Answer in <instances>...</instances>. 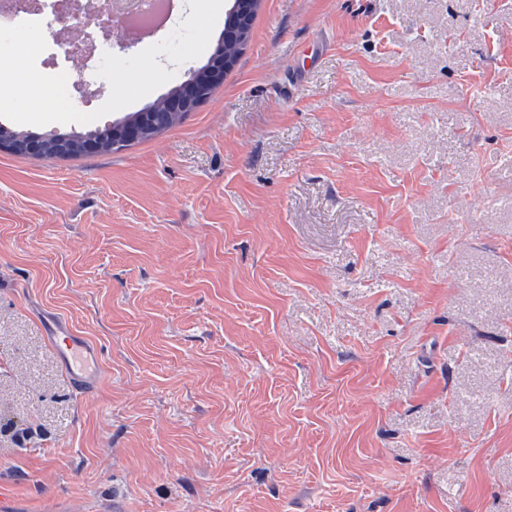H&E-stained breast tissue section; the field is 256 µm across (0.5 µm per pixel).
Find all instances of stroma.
I'll return each instance as SVG.
<instances>
[{"mask_svg": "<svg viewBox=\"0 0 512 512\" xmlns=\"http://www.w3.org/2000/svg\"><path fill=\"white\" fill-rule=\"evenodd\" d=\"M1 481L17 512H512V0H261L154 139L0 151ZM242 4L241 0H231L228 1L227 4V17L228 21L231 22L234 26L240 24L241 22H248L250 17V11L245 10L240 7ZM259 4H253L252 14L250 17V23L247 27L239 29L234 38L231 41H225V24H224V48L222 50H218L217 56H222L221 61L215 66L219 67V64L223 62L224 59V74L231 71L234 66L237 64L239 56L241 55L245 45L248 42L250 32H251V21H253L254 15L259 7ZM215 55V56H216ZM227 60L230 62V66L226 68ZM61 138H55L50 139L46 142V151L44 153V145L41 139H30L28 140L24 146L23 149L26 154L32 155V156H42V158L46 159H54V156L57 154V152L62 148L60 146V140ZM3 150L14 154V155H20V156H27L24 152H22L19 148L12 147V146H4ZM55 347L61 353L65 371L73 388L80 394H90L98 387L100 364L96 361L97 350L94 344L83 336H72L66 324L59 323L48 336ZM80 351L84 354L78 364L72 365L70 356ZM91 361V362H90Z\"/></svg>", "mask_w": 512, "mask_h": 512, "instance_id": "obj_1", "label": "stroma"}]
</instances>
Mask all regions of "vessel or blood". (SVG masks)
I'll return each instance as SVG.
<instances>
[{"label":"vessel or blood","instance_id":"obj_1","mask_svg":"<svg viewBox=\"0 0 512 512\" xmlns=\"http://www.w3.org/2000/svg\"><path fill=\"white\" fill-rule=\"evenodd\" d=\"M50 340L55 349L65 359V371L73 388L87 395L98 387L100 365L97 361V350L87 338L72 335L65 324H57Z\"/></svg>","mask_w":512,"mask_h":512}]
</instances>
